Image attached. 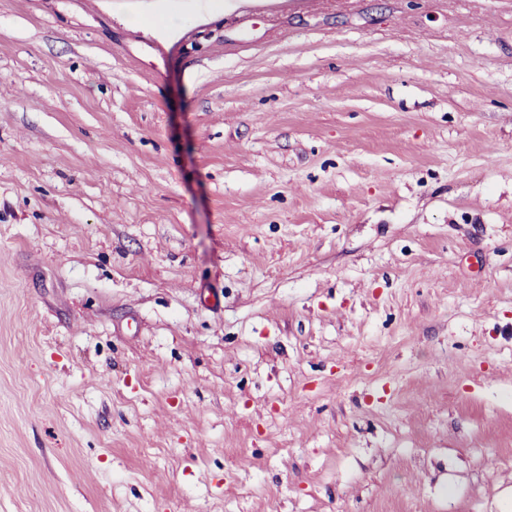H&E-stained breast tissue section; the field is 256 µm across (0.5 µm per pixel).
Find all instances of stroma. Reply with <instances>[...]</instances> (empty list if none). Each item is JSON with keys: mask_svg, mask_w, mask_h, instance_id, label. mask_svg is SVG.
<instances>
[{"mask_svg": "<svg viewBox=\"0 0 512 512\" xmlns=\"http://www.w3.org/2000/svg\"><path fill=\"white\" fill-rule=\"evenodd\" d=\"M0 512H512V0H0Z\"/></svg>", "mask_w": 512, "mask_h": 512, "instance_id": "1", "label": "stroma"}]
</instances>
